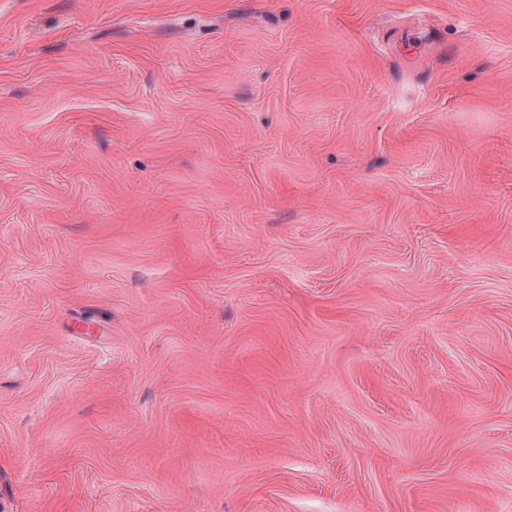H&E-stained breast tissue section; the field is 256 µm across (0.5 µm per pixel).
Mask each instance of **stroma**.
Instances as JSON below:
<instances>
[{
	"instance_id": "35a3bbf8",
	"label": "stroma",
	"mask_w": 512,
	"mask_h": 512,
	"mask_svg": "<svg viewBox=\"0 0 512 512\" xmlns=\"http://www.w3.org/2000/svg\"><path fill=\"white\" fill-rule=\"evenodd\" d=\"M0 512H512V0H0Z\"/></svg>"
}]
</instances>
